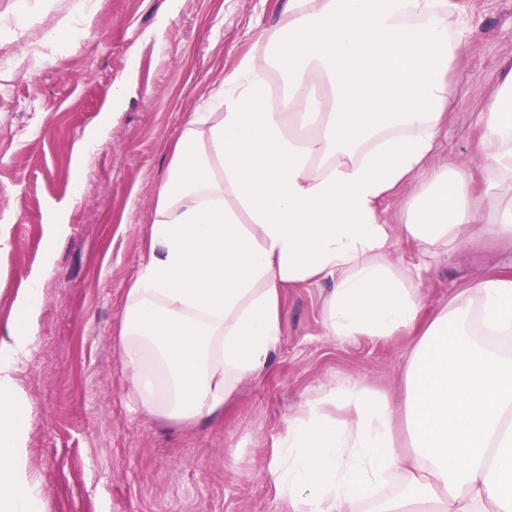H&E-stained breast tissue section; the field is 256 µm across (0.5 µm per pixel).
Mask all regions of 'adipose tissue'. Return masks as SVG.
<instances>
[{"label":"adipose tissue","instance_id":"adipose-tissue-1","mask_svg":"<svg viewBox=\"0 0 512 512\" xmlns=\"http://www.w3.org/2000/svg\"><path fill=\"white\" fill-rule=\"evenodd\" d=\"M480 34L456 0H287L279 25L191 113L125 291L115 337L138 411L223 416L285 334L286 288L325 283L324 335L409 336L400 402L357 379L309 394L269 469L288 512H512V271L434 314L393 262L488 233L512 243V70L479 120L478 168L431 159L449 63ZM421 184L400 223L383 201ZM39 280L0 338V512H38L15 380L35 347Z\"/></svg>","mask_w":512,"mask_h":512}]
</instances>
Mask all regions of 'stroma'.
Wrapping results in <instances>:
<instances>
[{
  "instance_id": "1",
  "label": "stroma",
  "mask_w": 512,
  "mask_h": 512,
  "mask_svg": "<svg viewBox=\"0 0 512 512\" xmlns=\"http://www.w3.org/2000/svg\"><path fill=\"white\" fill-rule=\"evenodd\" d=\"M286 0H0V337L41 277L36 347L16 374L31 424L28 462L43 512H286L269 473L274 440L302 399L349 378L399 397L412 339L339 342L321 327L324 284L284 291L287 330L268 368L221 421L186 430L136 411L112 338L147 253V227L190 113L255 47ZM481 36L453 64L440 162H472L476 128L512 65V0H457ZM25 29H17L18 13ZM87 27L53 43L62 18ZM41 45L31 55V45ZM134 86L118 95V79ZM92 149L87 165L75 147ZM69 231L48 246L50 226ZM426 311L512 263L486 243L422 268Z\"/></svg>"
}]
</instances>
